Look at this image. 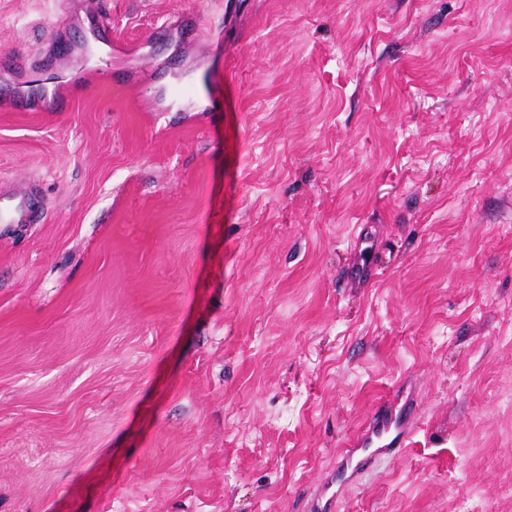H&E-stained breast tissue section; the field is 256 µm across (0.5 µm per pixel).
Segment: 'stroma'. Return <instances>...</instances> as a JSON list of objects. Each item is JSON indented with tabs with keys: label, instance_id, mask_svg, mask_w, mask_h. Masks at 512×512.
<instances>
[{
	"label": "stroma",
	"instance_id": "35a3bbf8",
	"mask_svg": "<svg viewBox=\"0 0 512 512\" xmlns=\"http://www.w3.org/2000/svg\"><path fill=\"white\" fill-rule=\"evenodd\" d=\"M0 0V512H512V0ZM62 70L20 112L9 52ZM33 211L26 194L6 193L0 185V223L30 224ZM409 430L400 412L390 405H383L374 421L350 440L337 463V469L346 474L348 480L358 476L382 456L394 457L397 448H406ZM342 484L335 489V481L330 479L323 483L316 491L312 501L313 512H331L335 509L336 501L341 497Z\"/></svg>",
	"mask_w": 512,
	"mask_h": 512
}]
</instances>
